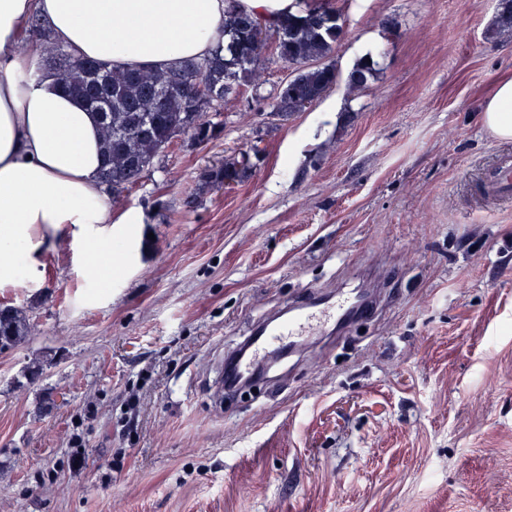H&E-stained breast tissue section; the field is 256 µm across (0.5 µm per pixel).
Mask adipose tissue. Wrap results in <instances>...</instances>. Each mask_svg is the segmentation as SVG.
I'll list each match as a JSON object with an SVG mask.
<instances>
[{"label": "adipose tissue", "instance_id": "1", "mask_svg": "<svg viewBox=\"0 0 512 512\" xmlns=\"http://www.w3.org/2000/svg\"><path fill=\"white\" fill-rule=\"evenodd\" d=\"M228 0H0V283L25 278L69 229L88 242L89 272L103 279L112 204L101 193L98 117L15 53L38 14L78 58L163 70L203 59L224 28ZM483 121L512 141V79L497 83Z\"/></svg>", "mask_w": 512, "mask_h": 512}]
</instances>
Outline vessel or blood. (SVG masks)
<instances>
[{
  "label": "vessel or blood",
  "instance_id": "1",
  "mask_svg": "<svg viewBox=\"0 0 512 512\" xmlns=\"http://www.w3.org/2000/svg\"><path fill=\"white\" fill-rule=\"evenodd\" d=\"M482 191L491 199H512V158H505L484 172ZM353 306L352 297L344 294L327 304L312 296L290 307L288 312L269 316L256 324L247 338L244 353L229 357L225 363L227 386H235L264 360L287 356L298 345L325 335L330 324L351 316Z\"/></svg>",
  "mask_w": 512,
  "mask_h": 512
}]
</instances>
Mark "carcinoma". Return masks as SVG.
Segmentation results:
<instances>
[{
	"label": "carcinoma",
	"instance_id": "obj_1",
	"mask_svg": "<svg viewBox=\"0 0 512 512\" xmlns=\"http://www.w3.org/2000/svg\"><path fill=\"white\" fill-rule=\"evenodd\" d=\"M302 8L277 23L235 8L224 14V40L202 59H188L165 70L113 69L91 59H78L46 37L57 56L53 70L72 95L97 113L102 127L105 167L102 183L120 194L136 185L162 153L161 145L188 133L217 136L222 123L206 118L213 103L243 94L252 85L262 60L259 50L276 44V57L288 63L291 81L277 96V115L302 112L321 100L342 77L329 61L344 33L342 14L332 0H299ZM496 35H512V0H498ZM377 63L359 59L348 72L347 88L368 87ZM253 163L249 151L208 170L203 187L232 185L246 177ZM30 332L22 307H0V352L24 343Z\"/></svg>",
	"mask_w": 512,
	"mask_h": 512
}]
</instances>
